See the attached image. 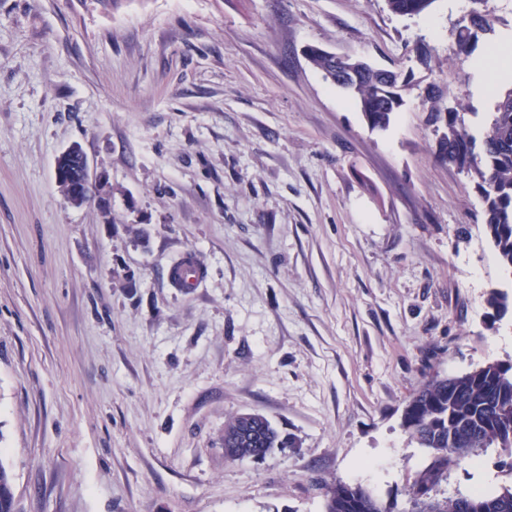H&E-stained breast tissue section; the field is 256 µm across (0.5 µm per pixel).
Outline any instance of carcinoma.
Returning a JSON list of instances; mask_svg holds the SVG:
<instances>
[{
  "mask_svg": "<svg viewBox=\"0 0 512 512\" xmlns=\"http://www.w3.org/2000/svg\"><path fill=\"white\" fill-rule=\"evenodd\" d=\"M390 11L416 16L430 9L434 0H386ZM493 31V22L483 16L475 23L473 14L461 17L457 28V47L473 50L477 31ZM308 61L325 80L337 83L339 74L333 56L318 46L305 50ZM344 90L355 100L371 129L385 130L402 103L405 86L401 74L363 64L347 74ZM428 122L441 125L437 158L471 173L483 203L485 224L498 260L512 269V88L497 96L494 112L481 146L466 130L456 112H443L431 106ZM203 273L202 265L191 266L182 256L174 261L170 282L187 287L190 274ZM489 306L497 313L512 309V297L494 290ZM402 425L428 457L416 472L410 486L408 512H512V486L486 495L482 492L453 500L439 498L448 468L489 448L512 455V364L500 361L480 366L476 375L435 376L409 399ZM288 447L282 435L266 421L246 424L237 414L224 425V458L260 460L275 448ZM0 512H15L12 474L0 461ZM324 512H392L359 483H337L325 494Z\"/></svg>",
  "mask_w": 512,
  "mask_h": 512,
  "instance_id": "carcinoma-1",
  "label": "carcinoma"
}]
</instances>
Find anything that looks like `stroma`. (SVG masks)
I'll return each instance as SVG.
<instances>
[{"instance_id": "1", "label": "stroma", "mask_w": 512, "mask_h": 512, "mask_svg": "<svg viewBox=\"0 0 512 512\" xmlns=\"http://www.w3.org/2000/svg\"><path fill=\"white\" fill-rule=\"evenodd\" d=\"M494 31L456 46L470 10ZM409 79L370 129L306 46ZM512 0H0V460L17 512H323L360 483L406 512L426 451L402 426L434 375L512 362V311L466 172L437 160L428 95L479 131ZM428 48L430 65L417 58ZM80 144L112 209L68 204ZM194 254L195 288L169 280ZM292 440L224 458V423ZM504 453L448 498L512 483ZM390 11L398 15L416 16L430 9L434 0H386ZM76 156L81 157L83 183L82 186L74 187L71 183V159ZM58 161L55 163L54 175L56 181L64 182L68 188V194L65 199L74 206H80L87 203L91 199L96 198L100 205L103 202L100 200L99 195L104 192L111 193V183L108 171L103 167H95L79 145H71L58 156ZM196 267L197 268L191 266V262L187 260L186 256L178 258L171 265L170 282L175 288H186L187 284L185 280L189 274L200 273L201 276H199V278L203 275L202 265L200 262H198V260ZM180 271H182V273H180Z\"/></svg>"}]
</instances>
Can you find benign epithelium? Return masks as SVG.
Instances as JSON below:
<instances>
[{
  "label": "benign epithelium",
  "mask_w": 512,
  "mask_h": 512,
  "mask_svg": "<svg viewBox=\"0 0 512 512\" xmlns=\"http://www.w3.org/2000/svg\"><path fill=\"white\" fill-rule=\"evenodd\" d=\"M55 179L67 185L65 199L80 206L103 193L111 192L110 176L103 167H95L81 146L72 145L58 156L54 167Z\"/></svg>",
  "instance_id": "obj_1"
}]
</instances>
